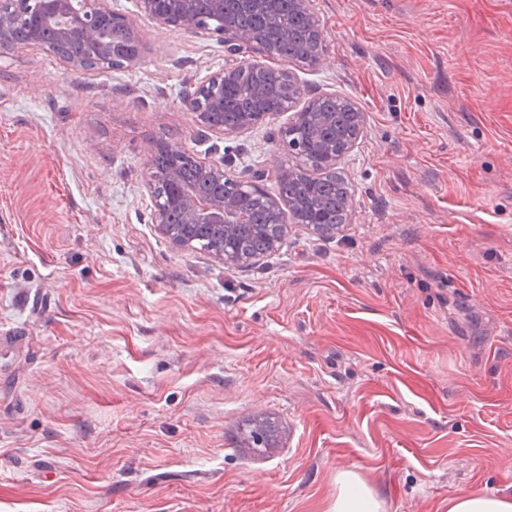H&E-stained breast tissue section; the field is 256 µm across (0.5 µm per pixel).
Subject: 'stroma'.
Masks as SVG:
<instances>
[{
  "mask_svg": "<svg viewBox=\"0 0 512 512\" xmlns=\"http://www.w3.org/2000/svg\"><path fill=\"white\" fill-rule=\"evenodd\" d=\"M106 4L136 64L0 53V512H326L346 469L382 512L511 496L512 0H313L320 64L240 53L365 123L339 233L233 268L156 231L150 151L251 181L288 118L208 129L223 43ZM277 428L271 420L251 419L242 431V443L251 448L250 445H264V448H273L276 443Z\"/></svg>",
  "mask_w": 512,
  "mask_h": 512,
  "instance_id": "obj_1",
  "label": "stroma"
}]
</instances>
